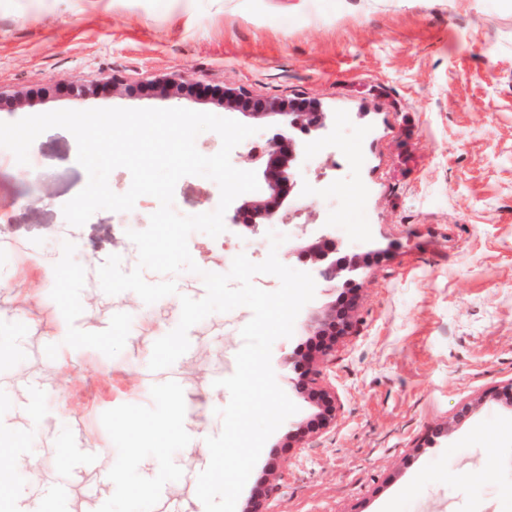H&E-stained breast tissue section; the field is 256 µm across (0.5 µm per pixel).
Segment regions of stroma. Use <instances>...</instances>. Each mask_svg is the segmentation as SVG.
<instances>
[{
	"mask_svg": "<svg viewBox=\"0 0 512 512\" xmlns=\"http://www.w3.org/2000/svg\"><path fill=\"white\" fill-rule=\"evenodd\" d=\"M177 74L209 96L163 91ZM76 85L88 96L73 98ZM0 88L25 100L0 122L95 108L244 121L256 132L230 160L247 171L274 125L220 93L319 102L339 154H306V191L273 230L292 247L336 215L337 241L368 260L354 288L317 285L274 342L298 411L266 441L236 512L267 493L274 512H512V401L499 394L512 384V0H0ZM77 151L52 128L28 164L0 160V240L13 247L0 256V512H205L196 477L230 399L217 381L236 369L251 310L209 315L172 366L148 363L181 296H205L201 271L241 253L264 261L268 237L255 251L233 224L192 233L200 271L175 275L176 294L108 295L98 265L136 266L127 233L159 203L95 212L72 249L56 231L87 183ZM174 196L195 215L220 190L188 175ZM346 300L354 327L321 356L314 320ZM294 351L318 370L311 391L284 363ZM33 455L35 475L13 478Z\"/></svg>",
	"mask_w": 512,
	"mask_h": 512,
	"instance_id": "35a3bbf8",
	"label": "stroma"
}]
</instances>
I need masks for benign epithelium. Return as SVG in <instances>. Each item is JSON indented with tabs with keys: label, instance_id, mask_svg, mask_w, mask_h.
<instances>
[{
	"label": "benign epithelium",
	"instance_id": "benign-epithelium-1",
	"mask_svg": "<svg viewBox=\"0 0 512 512\" xmlns=\"http://www.w3.org/2000/svg\"><path fill=\"white\" fill-rule=\"evenodd\" d=\"M224 100L244 115L276 118L275 132L268 139L264 151L252 156L260 194L242 202L229 216L230 223L256 235L260 226L278 223L280 210L288 204L289 195L299 190L304 140L316 138L327 129L328 115L310 100L285 106L275 101H253L242 93L234 92L224 93ZM289 255L310 265L314 275L333 288L354 287L362 265L361 256L346 253L332 236L328 224L322 225L304 245L289 250ZM352 322L353 310L345 307L338 312L325 313L318 318L317 326L323 333L340 335L349 331ZM286 362L296 369L303 368L297 381L300 391L315 384L317 371L309 364L301 365L298 352L288 354Z\"/></svg>",
	"mask_w": 512,
	"mask_h": 512
}]
</instances>
